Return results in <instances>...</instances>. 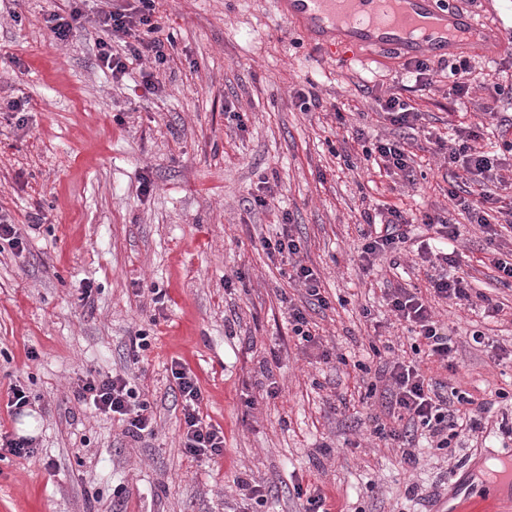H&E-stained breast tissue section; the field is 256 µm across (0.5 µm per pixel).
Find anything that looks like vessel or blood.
Segmentation results:
<instances>
[{
	"mask_svg": "<svg viewBox=\"0 0 512 512\" xmlns=\"http://www.w3.org/2000/svg\"><path fill=\"white\" fill-rule=\"evenodd\" d=\"M374 0H275L278 12L296 24L311 45L335 53L393 51L410 58L442 60L460 54L495 56L507 47L490 21L454 9H442L437 0H397L398 9L373 28L350 38L330 35L337 18L359 15L370 19Z\"/></svg>",
	"mask_w": 512,
	"mask_h": 512,
	"instance_id": "obj_1",
	"label": "vessel or blood"
}]
</instances>
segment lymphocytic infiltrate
Masks as SVG:
<instances>
[{
    "label": "lymphocytic infiltrate",
    "mask_w": 512,
    "mask_h": 512,
    "mask_svg": "<svg viewBox=\"0 0 512 512\" xmlns=\"http://www.w3.org/2000/svg\"><path fill=\"white\" fill-rule=\"evenodd\" d=\"M99 2L95 25L101 33L97 40L100 67L119 80L127 74L130 65L141 64L143 84L155 88L157 74L165 66L168 52L174 45L173 38L164 39L159 35L160 28L153 20L155 0H137L135 6L124 9L114 8L112 0ZM116 41L123 42L124 54L113 52L112 44ZM448 78L452 95L459 99L467 97L476 86L487 90L488 102L483 112L491 120L497 116V103L504 98L512 99V80L504 83L488 80L467 56L452 62ZM479 137L480 133L474 127L465 126L458 130L457 142L449 149L446 160L449 166L458 168L462 186L449 189L448 198L454 208L463 210L473 222L486 227L488 236L492 237L496 231L489 226L490 214H497L502 223H512V201H504L494 188L498 169L512 159V140H503L498 152L488 155L476 151L474 143ZM363 154L390 172L405 177L411 173L408 142L379 141L364 148ZM363 220L366 227L361 232V258L367 263L397 252L400 244L409 239L410 222L398 206L382 205L378 214L364 213ZM266 248L269 253L287 258L292 268L291 277L304 288L308 304L327 307L318 274L300 257L299 239L285 230L278 239L267 243ZM386 300L397 320L410 324L416 337L423 342L428 357L448 365L455 344L435 320L429 301L402 286L390 289ZM171 373L182 398L181 444L186 454L197 460L221 456L224 431L204 421L200 413L203 393L197 376L180 362L173 363ZM388 381L385 394L394 422L388 425L380 417H373V432L396 444L405 465L412 467L419 462L414 441L404 429L405 424L427 431L440 448L450 447L463 432H476L484 427L479 410L466 409L467 399L462 392L433 383L414 361L393 360ZM76 397L82 405L112 417L132 439H142L153 430L154 416L149 402L121 376L87 375L81 379Z\"/></svg>",
    "instance_id": "obj_1"
}]
</instances>
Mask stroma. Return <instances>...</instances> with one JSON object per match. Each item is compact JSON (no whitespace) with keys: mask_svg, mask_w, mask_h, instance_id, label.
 <instances>
[{"mask_svg":"<svg viewBox=\"0 0 512 512\" xmlns=\"http://www.w3.org/2000/svg\"><path fill=\"white\" fill-rule=\"evenodd\" d=\"M72 5L0 0V217L24 242L22 254L0 250V429L16 433L8 400L23 386L36 397L38 448L0 461V512H306L317 488L329 512H440L480 498L488 481L506 483L512 286L496 281L490 258L512 251V228L491 241L452 209L448 165L426 143L475 120L484 91L450 96L444 61L423 89L396 53L321 55L273 0H156L174 46L148 90L138 72L116 81L98 66L91 24L52 39L47 15ZM309 87L320 105L303 112L294 92ZM389 90L422 113L414 128L381 116ZM16 99L25 111L9 109ZM386 137L411 144L415 183L366 161L364 147ZM269 192L275 210L253 205ZM384 203L418 223L428 211L456 225L451 274L469 282L472 300L434 311L458 352L448 368L417 359L434 380L491 404L482 432L449 451L423 448L413 467L369 423L387 412V367L416 342L386 292L428 285L415 253L361 260L362 214ZM286 227L328 299L308 314L314 344L293 335L289 307L302 292L263 247ZM427 236L419 223L416 240ZM488 299L499 315L486 316ZM475 330L485 347L471 345ZM141 333L151 346L131 356ZM176 360L199 378L203 417L224 431L216 459L181 447ZM91 372L145 391L152 435L133 440L78 403ZM273 382L281 391L270 398ZM242 480L271 487L264 505Z\"/></svg>","mask_w":512,"mask_h":512,"instance_id":"1","label":"stroma"}]
</instances>
